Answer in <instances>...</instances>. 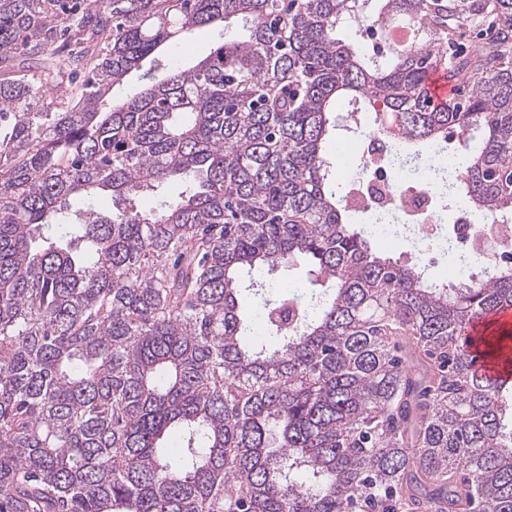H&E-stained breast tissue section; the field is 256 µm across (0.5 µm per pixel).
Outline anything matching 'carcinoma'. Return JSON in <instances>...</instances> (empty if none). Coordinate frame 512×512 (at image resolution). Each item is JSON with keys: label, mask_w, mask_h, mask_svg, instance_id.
Listing matches in <instances>:
<instances>
[{"label": "carcinoma", "mask_w": 512, "mask_h": 512, "mask_svg": "<svg viewBox=\"0 0 512 512\" xmlns=\"http://www.w3.org/2000/svg\"><path fill=\"white\" fill-rule=\"evenodd\" d=\"M341 102L407 165L456 136L437 211L512 221V0H0V512H512V384L463 340L512 268L448 286L376 250ZM300 261L302 292L253 276ZM220 34L221 32L210 28L196 30L190 38L179 46L176 55L170 60H165L164 63L180 61L188 64L195 58L209 54L215 45L221 41ZM427 87L436 105L447 103L448 98L455 94L453 85L448 83V75L440 70H432L429 72Z\"/></svg>", "instance_id": "obj_1"}]
</instances>
